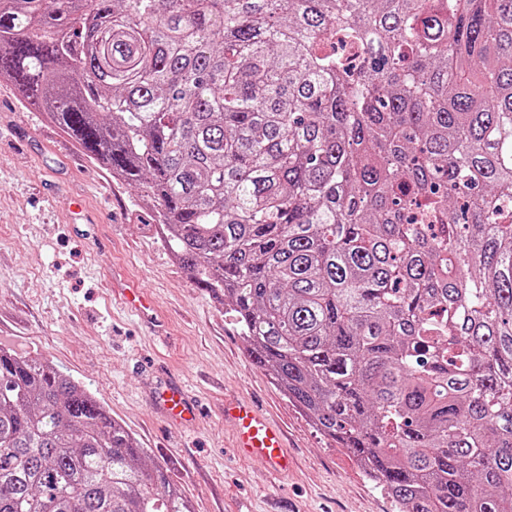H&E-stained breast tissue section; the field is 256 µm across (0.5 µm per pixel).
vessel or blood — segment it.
Returning <instances> with one entry per match:
<instances>
[{
    "label": "vessel or blood",
    "instance_id": "vessel-or-blood-1",
    "mask_svg": "<svg viewBox=\"0 0 512 512\" xmlns=\"http://www.w3.org/2000/svg\"><path fill=\"white\" fill-rule=\"evenodd\" d=\"M154 399L158 410L167 417L184 423L193 421L195 409L181 384L161 386ZM224 416L235 425V446L239 452L264 462L272 474L288 472L291 457L282 433L253 405L245 401L225 402Z\"/></svg>",
    "mask_w": 512,
    "mask_h": 512
}]
</instances>
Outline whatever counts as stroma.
I'll return each instance as SVG.
<instances>
[{
    "label": "stroma",
    "mask_w": 512,
    "mask_h": 512,
    "mask_svg": "<svg viewBox=\"0 0 512 512\" xmlns=\"http://www.w3.org/2000/svg\"><path fill=\"white\" fill-rule=\"evenodd\" d=\"M154 224L139 189L113 180L0 81V348L90 384L195 512H397L251 361L233 318L194 286ZM124 282L151 295L163 327L122 310ZM166 377L200 404L195 429L155 412L151 395ZM228 398L248 400L283 429L291 473L272 478L237 453Z\"/></svg>",
    "instance_id": "1"
}]
</instances>
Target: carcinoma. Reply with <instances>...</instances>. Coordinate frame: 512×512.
<instances>
[{"instance_id": "1", "label": "carcinoma", "mask_w": 512, "mask_h": 512, "mask_svg": "<svg viewBox=\"0 0 512 512\" xmlns=\"http://www.w3.org/2000/svg\"><path fill=\"white\" fill-rule=\"evenodd\" d=\"M0 81L144 192L398 512H512V0H0ZM0 512H192L0 348Z\"/></svg>"}]
</instances>
